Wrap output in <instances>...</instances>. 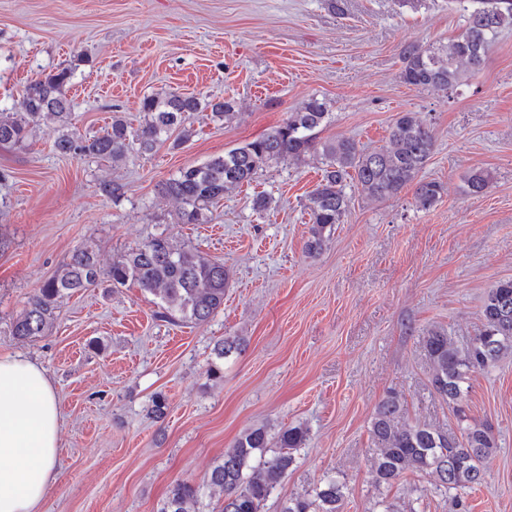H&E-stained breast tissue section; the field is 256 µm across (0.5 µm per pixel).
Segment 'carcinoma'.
Here are the masks:
<instances>
[{
	"mask_svg": "<svg viewBox=\"0 0 512 512\" xmlns=\"http://www.w3.org/2000/svg\"><path fill=\"white\" fill-rule=\"evenodd\" d=\"M466 14L462 31L446 42L401 46L400 78L415 89L454 91L477 74L486 53L499 33L512 28V0H451ZM71 71L58 69L29 82L14 106L0 112V148L21 145L28 127L46 118L58 123L55 150L61 155L82 154L118 164L135 151L153 153L175 131L188 135L185 127L192 112L211 110V117L234 116L232 99L205 101L196 95L155 93L140 104L143 119L134 128L118 114L103 133L81 138L72 129L71 103L64 87ZM326 102L309 98L301 108L288 113L283 124L261 137L232 148L200 165L180 169L162 184L163 192L177 202L181 224L208 223L209 207L224 194L250 185L267 167L286 161L300 163L320 156L327 169L310 197L308 253L322 250L335 225L343 222L351 204L346 187L352 185L373 200L397 195L414 187L417 208L428 210L441 198L443 187L420 178L434 151L432 130L414 112L398 113L384 145L366 151L352 139L318 140L319 128L328 123ZM487 169L471 170L467 191L483 193L492 181ZM106 278L117 288L132 284L151 295L161 317L177 323L200 325L224 306L228 272L224 263L204 256L195 248L177 245L172 238L154 235L135 245L104 268L91 245L75 249L55 274L28 298L12 324V335L26 340L43 336L52 328L60 299L98 286ZM483 330L460 345L444 330L426 336L434 392L466 422L461 436H449L427 424L402 421V403L388 395L376 408L371 434L378 448L371 466L377 486L391 488L408 472L430 474L436 485L447 490L482 483L484 461L497 448L492 426L468 418L465 403L468 375L485 370L512 354V280H499L488 290L482 309ZM237 336L217 341L207 376L221 378V362L241 351ZM307 428L297 425L271 434L265 425L242 432L224 450L201 482L175 481L157 512H202L204 493L217 498L219 512H263L265 503L288 476L298 449L306 445ZM345 483L327 474L311 490L282 503L280 512H343Z\"/></svg>",
	"mask_w": 512,
	"mask_h": 512,
	"instance_id": "carcinoma-1",
	"label": "carcinoma"
}]
</instances>
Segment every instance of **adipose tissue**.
<instances>
[{
    "mask_svg": "<svg viewBox=\"0 0 512 512\" xmlns=\"http://www.w3.org/2000/svg\"><path fill=\"white\" fill-rule=\"evenodd\" d=\"M60 422L45 369L0 353V512H42L57 479Z\"/></svg>",
    "mask_w": 512,
    "mask_h": 512,
    "instance_id": "ef3b65f1",
    "label": "adipose tissue"
}]
</instances>
